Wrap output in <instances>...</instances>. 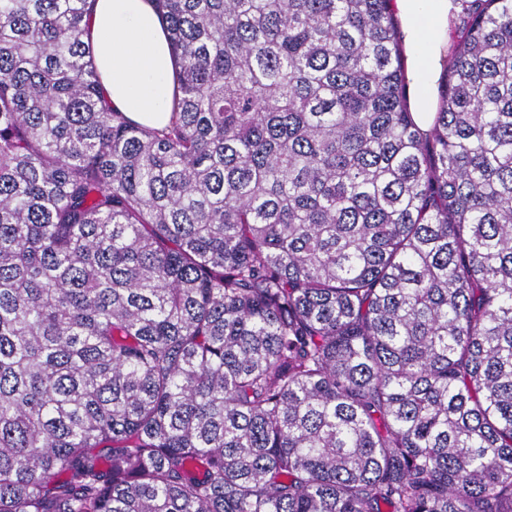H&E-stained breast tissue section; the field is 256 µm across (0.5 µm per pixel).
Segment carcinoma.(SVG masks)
Wrapping results in <instances>:
<instances>
[{
    "label": "carcinoma",
    "mask_w": 512,
    "mask_h": 512,
    "mask_svg": "<svg viewBox=\"0 0 512 512\" xmlns=\"http://www.w3.org/2000/svg\"><path fill=\"white\" fill-rule=\"evenodd\" d=\"M153 2L161 128L0 0V512H512V0L426 133L391 0Z\"/></svg>",
    "instance_id": "carcinoma-1"
}]
</instances>
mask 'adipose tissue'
<instances>
[{
    "instance_id": "ef3b65f1",
    "label": "adipose tissue",
    "mask_w": 512,
    "mask_h": 512,
    "mask_svg": "<svg viewBox=\"0 0 512 512\" xmlns=\"http://www.w3.org/2000/svg\"><path fill=\"white\" fill-rule=\"evenodd\" d=\"M470 0H392L401 23L409 103L421 130L434 114V92L452 48V19ZM101 86L113 108L148 126L167 122L174 60L152 0H95L87 36Z\"/></svg>"
}]
</instances>
